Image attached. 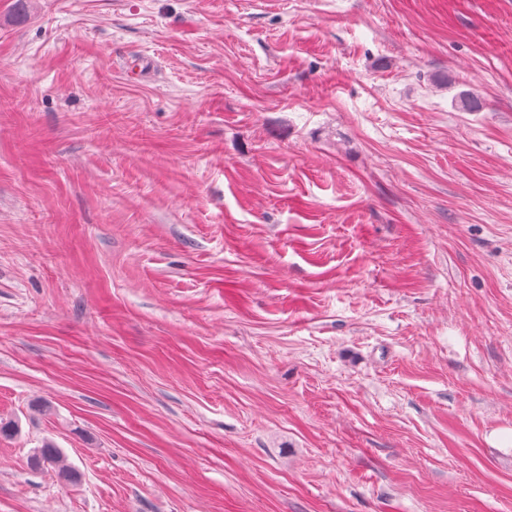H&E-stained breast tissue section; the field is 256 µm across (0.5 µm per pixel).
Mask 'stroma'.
<instances>
[{
    "instance_id": "stroma-1",
    "label": "stroma",
    "mask_w": 512,
    "mask_h": 512,
    "mask_svg": "<svg viewBox=\"0 0 512 512\" xmlns=\"http://www.w3.org/2000/svg\"><path fill=\"white\" fill-rule=\"evenodd\" d=\"M1 417L0 512H512V0H0ZM34 469H41L45 465L57 470L61 481L68 484H77L82 479L81 472L66 462L62 448H57L53 441L45 440L41 448H37L30 459Z\"/></svg>"
}]
</instances>
